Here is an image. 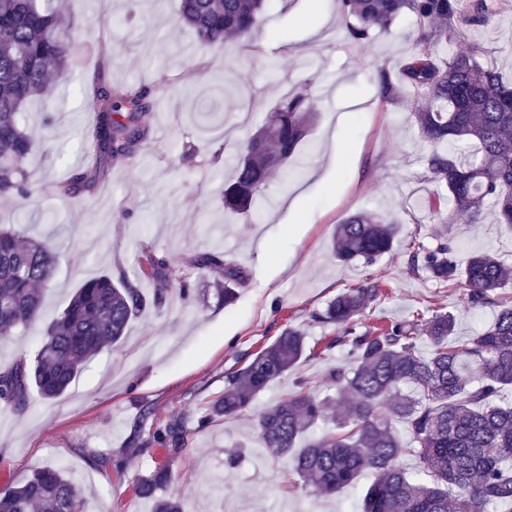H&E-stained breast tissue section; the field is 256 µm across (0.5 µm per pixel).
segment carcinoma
<instances>
[{"label": "carcinoma", "instance_id": "1", "mask_svg": "<svg viewBox=\"0 0 512 512\" xmlns=\"http://www.w3.org/2000/svg\"><path fill=\"white\" fill-rule=\"evenodd\" d=\"M264 6L265 0H180L177 21L208 44L230 36L248 40ZM340 9L356 43L389 29L407 12L416 17L415 51L396 73L378 70L377 92L386 104L413 94L421 137L431 147L430 179L447 195L429 200L431 221L440 226L436 245L413 239L407 268L438 288L458 290L470 308L498 313L491 326L458 345L448 344L455 316L439 310L369 326L362 322L365 309L386 294V282L366 277L313 314L339 329L327 348L348 351L350 362L329 373L343 394L341 406L298 378L259 417V437L318 494L332 495L371 474L362 512H512V401L503 397L512 388V296L502 292L509 267L486 251L459 266V246L448 235L451 210L467 214L471 224L483 223L489 210L496 223L512 227V83L478 61V47L438 60L448 40L487 24L494 2L340 0ZM71 28L54 0H0V201L19 204L35 193L22 164L37 143L25 130L23 114L33 98L53 92L51 76L66 72ZM149 95L145 88L95 77L90 136L105 167L122 165L142 149ZM312 121L308 94L282 98L267 122L239 144L234 175L224 182V209L253 214L270 177L288 165ZM399 231L394 220L353 213L336 227V260L371 265L392 249ZM59 259L50 241L25 243L16 230L0 227V343L38 321L42 290L51 287ZM143 263L147 270L136 280L124 272L103 274L77 288L34 359L22 355L0 370V403L24 411L35 395L60 397L93 356L123 340L147 305L160 308L176 292L188 296L191 282H173L167 256L147 249ZM190 265L200 274L224 271L220 292L224 304L234 302L242 275L224 252L197 253ZM143 278L150 280L149 296ZM420 334L430 345L426 357L416 350ZM305 351L304 333L285 330L225 376L224 393L208 402L198 427L247 412L260 393L296 368ZM402 428L416 447L403 442ZM189 432L185 418L173 417L155 429L151 443L178 449ZM411 452L419 459L417 474L399 464ZM171 477L169 465H158L137 484L139 495L154 500V512H183L179 500L157 495ZM84 506L79 486L62 466L0 487V512H84Z\"/></svg>", "mask_w": 512, "mask_h": 512}]
</instances>
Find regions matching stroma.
I'll return each mask as SVG.
<instances>
[{
  "instance_id": "35a3bbf8",
  "label": "stroma",
  "mask_w": 512,
  "mask_h": 512,
  "mask_svg": "<svg viewBox=\"0 0 512 512\" xmlns=\"http://www.w3.org/2000/svg\"><path fill=\"white\" fill-rule=\"evenodd\" d=\"M58 5L73 24V62L53 95L31 101L25 114L40 147L23 169L41 191L21 209L0 208V225L52 239L63 257L43 292L37 325L0 345V367L34 355L82 282L134 273L143 248L171 257L173 279H189L194 290L189 300L176 297L134 318L124 342L95 355L64 395L34 400L22 412L0 404V485L61 465L84 489L87 512H153L152 500L135 488L166 460L174 477L164 494L179 499L184 512H361L371 476L333 496L313 494L295 484L287 459L264 448L254 423L297 375L336 398L327 375L349 358L344 349H326L338 329L312 315L367 276H383L389 288L366 309V325L411 318L427 300L455 315L459 340L493 320V311L467 308L457 290L435 287L406 267L411 236L433 241L423 203L438 187L426 173L430 147L413 99L381 102L376 69H397L413 52L415 17L403 15L390 31L357 44L337 0L314 8L307 0H267L254 41L203 45L177 24L178 0ZM466 42L479 44L482 62L512 82V0H500L487 25L448 49ZM101 68L112 83L165 85L171 94L154 98L148 139L134 160L107 169L91 189H74L76 174L100 165L89 128L91 80ZM303 90L311 93L315 121L290 177H271L261 219L225 210L221 189L237 142L264 123L281 97ZM47 112L55 117L49 128L42 122ZM360 210L402 226L393 249L368 267L341 264L331 249L335 225ZM450 231L460 259L483 250L512 265V229L493 218L471 224L461 216ZM213 249L243 271L228 306L216 293L223 271L201 275L188 264ZM288 328L305 334L311 352L293 377L270 385L243 416L190 433L182 449L155 451L148 430L137 426L143 410L158 426L175 416L196 419L223 393L225 375L243 355ZM236 448L239 465L226 467ZM102 454L124 456V469L100 466Z\"/></svg>"
}]
</instances>
